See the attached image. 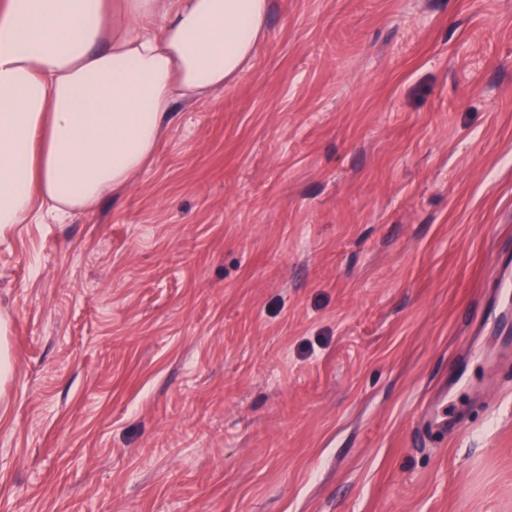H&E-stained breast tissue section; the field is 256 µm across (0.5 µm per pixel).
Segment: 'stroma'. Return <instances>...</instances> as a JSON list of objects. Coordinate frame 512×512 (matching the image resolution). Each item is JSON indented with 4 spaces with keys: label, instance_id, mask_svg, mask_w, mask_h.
Here are the masks:
<instances>
[{
    "label": "stroma",
    "instance_id": "stroma-1",
    "mask_svg": "<svg viewBox=\"0 0 512 512\" xmlns=\"http://www.w3.org/2000/svg\"><path fill=\"white\" fill-rule=\"evenodd\" d=\"M509 280L512 0H269L125 187L0 237V512H512Z\"/></svg>",
    "mask_w": 512,
    "mask_h": 512
}]
</instances>
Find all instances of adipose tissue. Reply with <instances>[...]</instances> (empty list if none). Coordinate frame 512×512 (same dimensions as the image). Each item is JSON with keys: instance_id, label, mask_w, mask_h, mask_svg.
Here are the masks:
<instances>
[{"instance_id": "ef3b65f1", "label": "adipose tissue", "mask_w": 512, "mask_h": 512, "mask_svg": "<svg viewBox=\"0 0 512 512\" xmlns=\"http://www.w3.org/2000/svg\"><path fill=\"white\" fill-rule=\"evenodd\" d=\"M268 0H0V234L39 201L62 220L126 185L176 100L251 60Z\"/></svg>"}]
</instances>
